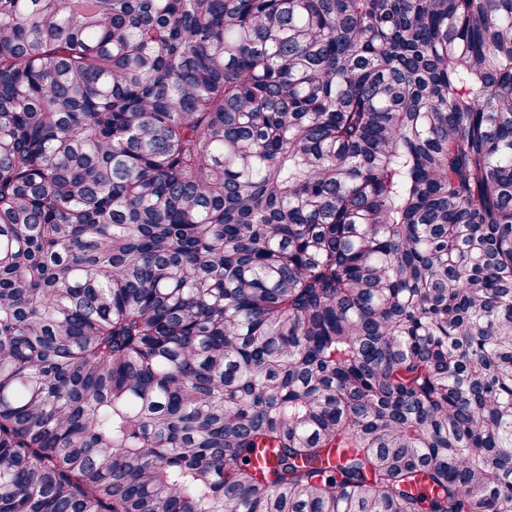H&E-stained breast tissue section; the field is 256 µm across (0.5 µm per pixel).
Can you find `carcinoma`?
I'll use <instances>...</instances> for the list:
<instances>
[{
	"instance_id": "1",
	"label": "carcinoma",
	"mask_w": 512,
	"mask_h": 512,
	"mask_svg": "<svg viewBox=\"0 0 512 512\" xmlns=\"http://www.w3.org/2000/svg\"><path fill=\"white\" fill-rule=\"evenodd\" d=\"M0 512H512V0H0Z\"/></svg>"
}]
</instances>
